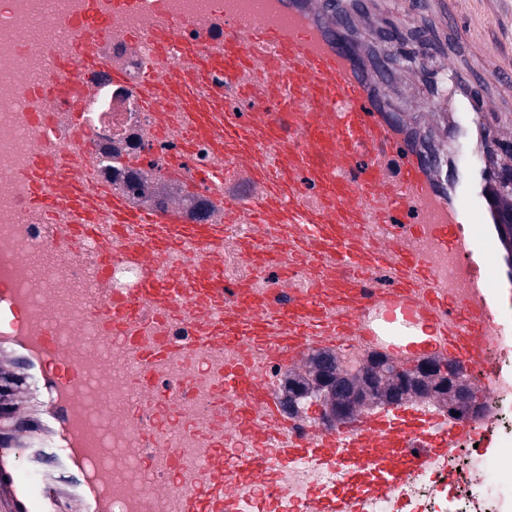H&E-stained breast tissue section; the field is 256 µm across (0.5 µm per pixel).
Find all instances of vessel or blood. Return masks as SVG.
Listing matches in <instances>:
<instances>
[{
    "label": "vessel or blood",
    "instance_id": "obj_1",
    "mask_svg": "<svg viewBox=\"0 0 512 512\" xmlns=\"http://www.w3.org/2000/svg\"><path fill=\"white\" fill-rule=\"evenodd\" d=\"M56 24L66 46L46 48L19 115L39 139L19 181L35 210L64 221L0 232V512H233L225 466L256 475L296 459L338 465L348 487L372 474L378 497L438 449L470 437L499 447L490 400L512 391V360L498 353L512 334V198L488 163L492 105L453 63L417 125L364 49L371 18L333 0H68ZM114 44L143 54V78L129 82ZM101 78L159 113L156 135L173 123L216 144L221 163L207 175L191 173L187 154L170 161L187 192L210 195L212 219L133 204L98 180L77 117ZM442 116L448 144L433 149L427 126ZM228 224L265 225L243 249L254 271L287 277L286 300L226 277ZM32 247L81 287H29ZM171 255L182 262L160 277ZM117 263L138 267L134 288L113 287ZM423 334L476 397L474 412L400 405L351 414L334 432L286 414L248 366L224 367L228 343L265 344L293 366L353 338L405 364ZM118 351L136 403L119 419ZM228 397L268 413L273 454L225 460ZM116 436L148 495L115 485Z\"/></svg>",
    "mask_w": 512,
    "mask_h": 512
}]
</instances>
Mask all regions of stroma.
Returning a JSON list of instances; mask_svg holds the SVG:
<instances>
[{
    "label": "stroma",
    "mask_w": 512,
    "mask_h": 512,
    "mask_svg": "<svg viewBox=\"0 0 512 512\" xmlns=\"http://www.w3.org/2000/svg\"><path fill=\"white\" fill-rule=\"evenodd\" d=\"M349 12L376 6L378 26L368 36L370 50L385 54L391 70L389 94L397 106L428 103L433 78L444 59H452L477 93L496 100L487 120L499 124L512 120V0H412L402 12L398 0H342ZM398 34L414 54L406 61L389 53V38ZM486 42L488 50L472 55L473 40Z\"/></svg>",
    "instance_id": "obj_1"
}]
</instances>
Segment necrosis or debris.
Here are the masks:
<instances>
[{"instance_id": "obj_1", "label": "necrosis or debris", "mask_w": 512, "mask_h": 512, "mask_svg": "<svg viewBox=\"0 0 512 512\" xmlns=\"http://www.w3.org/2000/svg\"><path fill=\"white\" fill-rule=\"evenodd\" d=\"M66 9L65 0H24L20 14L12 21L0 20V43L17 40L15 53L0 51V226L32 224L26 199L16 183V174L38 145L36 135L20 127L15 116L18 101L47 64L34 41V31L47 27L51 18ZM80 121L89 132L99 158L104 183L116 186L128 199L148 200L155 194L159 179L167 177L169 160L189 149L191 169L203 173L216 162L211 142L195 139L184 145L177 136H167L159 146L146 145L143 132L154 119L133 100L129 90L112 82L98 84L81 104ZM249 235L245 224L224 228V262L231 276L251 279L254 288L279 294L276 275H253L241 259L242 241ZM497 432L507 449L479 448L462 456L460 450L432 457L421 470L410 475L399 491L388 497L356 496V512H512V472L502 475L492 462L512 456V398L494 397ZM272 429L265 425L260 409L238 411L233 399L224 401V453H272ZM224 482L241 500L251 504V512H312L317 497L332 493L341 482L337 467L309 460L289 463L283 470L265 473L252 481L238 480L225 473ZM280 485L287 506L268 497L266 487Z\"/></svg>"}]
</instances>
